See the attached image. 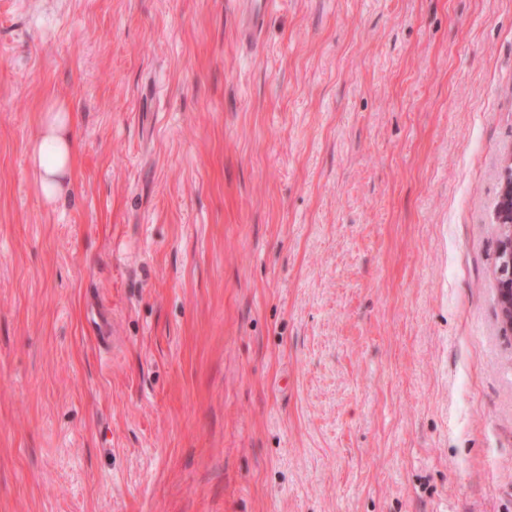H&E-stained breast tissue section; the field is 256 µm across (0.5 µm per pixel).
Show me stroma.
<instances>
[{
	"instance_id": "obj_1",
	"label": "stroma",
	"mask_w": 512,
	"mask_h": 512,
	"mask_svg": "<svg viewBox=\"0 0 512 512\" xmlns=\"http://www.w3.org/2000/svg\"><path fill=\"white\" fill-rule=\"evenodd\" d=\"M238 19L0 0V512H512V0ZM76 152L72 113L53 102L42 113L39 131L28 147V171L43 200L56 204L66 192ZM508 231V237L499 238V258L501 259V268L508 269V275L498 282L502 294L498 292V299L502 309V315L506 321V326L512 329V226L507 224L504 227Z\"/></svg>"
}]
</instances>
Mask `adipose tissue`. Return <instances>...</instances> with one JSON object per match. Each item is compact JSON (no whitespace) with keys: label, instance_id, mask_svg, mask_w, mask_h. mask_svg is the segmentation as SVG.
<instances>
[{"label":"adipose tissue","instance_id":"ef3b65f1","mask_svg":"<svg viewBox=\"0 0 512 512\" xmlns=\"http://www.w3.org/2000/svg\"><path fill=\"white\" fill-rule=\"evenodd\" d=\"M75 152L72 114L65 104L52 103L43 112L39 131L28 147V171L46 203L54 204L63 198Z\"/></svg>","mask_w":512,"mask_h":512}]
</instances>
